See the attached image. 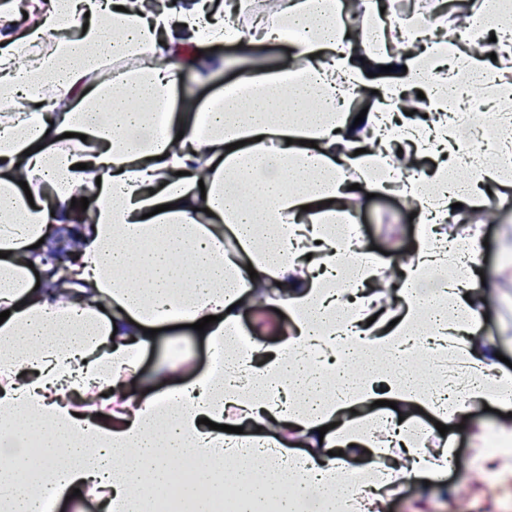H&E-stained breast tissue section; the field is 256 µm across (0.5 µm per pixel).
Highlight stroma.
Segmentation results:
<instances>
[{"instance_id": "stroma-1", "label": "stroma", "mask_w": 512, "mask_h": 512, "mask_svg": "<svg viewBox=\"0 0 512 512\" xmlns=\"http://www.w3.org/2000/svg\"><path fill=\"white\" fill-rule=\"evenodd\" d=\"M411 214L401 195L394 190L363 199L358 229L363 249L379 247L382 264L390 265L412 254L418 246V232L412 229ZM485 244L477 260L493 285L490 301L482 309L486 319L479 324L478 334L484 344L495 345L500 354L512 361V274L498 275V268L512 263V208H495L483 224ZM287 318L274 309L257 311L246 306L240 311V327L247 340L278 344V331L287 327ZM189 360L195 371H203L209 362L204 336L189 327L158 332L151 346L141 354L140 372L145 388L163 391L185 381L177 364ZM414 419L431 432L432 441L448 440L453 449L452 463L446 483L452 491L465 492L467 498L461 512H512V477L493 465L478 464L470 444L468 430L451 429L447 434L435 430L431 412L415 414Z\"/></svg>"}]
</instances>
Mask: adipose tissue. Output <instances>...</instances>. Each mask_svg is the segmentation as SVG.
<instances>
[{"mask_svg": "<svg viewBox=\"0 0 512 512\" xmlns=\"http://www.w3.org/2000/svg\"><path fill=\"white\" fill-rule=\"evenodd\" d=\"M272 2L132 13L129 0H50L0 49V512H43L46 490L75 487L102 512H382L402 478L448 470L447 449H428L411 420L418 408L460 423L479 404L512 407V375L472 340L481 230L441 232L453 204L512 200V139L473 151L462 119L464 82L499 102L512 80L459 47L511 56L512 9L482 0L480 28L427 44L421 13L398 19L380 0H362L376 24L356 38L339 0ZM76 19L88 27L68 35ZM187 42H283L295 63H246L239 90L179 102ZM110 59L125 63L111 83ZM376 62L407 81L381 86L353 124ZM409 83L425 96L417 121L402 107ZM392 186L420 225L388 277L356 261L349 221L352 203ZM61 254L76 282L34 287L31 267ZM258 282L291 322L274 349L242 343L237 307ZM391 288L404 313L370 328ZM207 316L209 368L142 389L151 329ZM381 399L396 414L363 413ZM346 451L370 461L350 470Z\"/></svg>", "mask_w": 512, "mask_h": 512, "instance_id": "1", "label": "adipose tissue"}]
</instances>
